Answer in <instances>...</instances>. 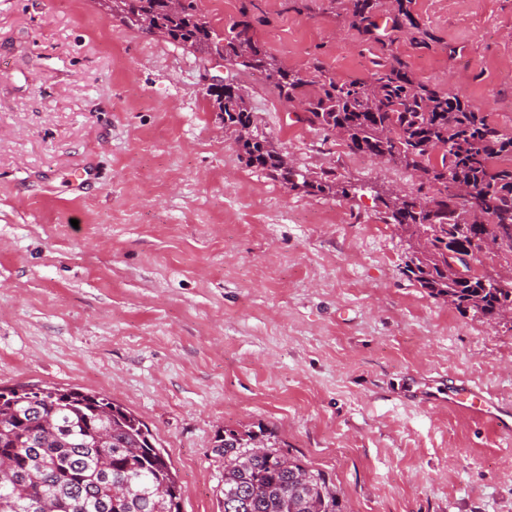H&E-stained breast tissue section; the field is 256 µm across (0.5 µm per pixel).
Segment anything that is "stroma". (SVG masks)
I'll return each instance as SVG.
<instances>
[{"instance_id": "35a3bbf8", "label": "stroma", "mask_w": 512, "mask_h": 512, "mask_svg": "<svg viewBox=\"0 0 512 512\" xmlns=\"http://www.w3.org/2000/svg\"><path fill=\"white\" fill-rule=\"evenodd\" d=\"M198 0L247 17L284 65L336 80L405 62L512 130V0ZM203 64L99 0H0V387L80 388L150 427L182 512H221L216 432L271 430L329 473L344 512H512V435L448 409L466 379L512 410V326L431 297L378 191L433 195L410 172L296 122L241 74L262 129L346 197L248 165L202 88ZM435 401L423 403L422 391ZM347 2L352 26L364 34H372L373 29H376L372 14V0H347Z\"/></svg>"}]
</instances>
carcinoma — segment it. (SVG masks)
Segmentation results:
<instances>
[{
	"label": "carcinoma",
	"mask_w": 512,
	"mask_h": 512,
	"mask_svg": "<svg viewBox=\"0 0 512 512\" xmlns=\"http://www.w3.org/2000/svg\"><path fill=\"white\" fill-rule=\"evenodd\" d=\"M352 26L376 28L372 0H347ZM112 16L146 36L165 34L174 48L204 60L220 55L257 73L297 121L338 137L354 154L390 162L436 187L431 196L393 192L381 199L385 223L426 237L407 252L403 274L449 305L497 323L512 312V281L487 272L458 277L448 255L479 260L484 243L512 260V131L457 95L419 82L401 61L376 64L367 81L338 82L314 62L301 73L255 37L248 20L217 30L196 0L177 10L167 0H112ZM224 129L248 164L291 189L346 197L334 172L298 171L254 122L241 86L213 96ZM214 452L224 459V512H342L340 488L280 450L273 432L224 429ZM182 488L145 423L104 395L50 385L0 389V512H181Z\"/></svg>",
	"instance_id": "cac0c4a2"
}]
</instances>
